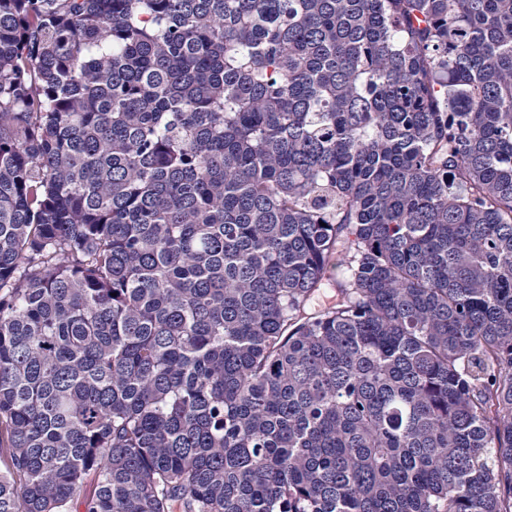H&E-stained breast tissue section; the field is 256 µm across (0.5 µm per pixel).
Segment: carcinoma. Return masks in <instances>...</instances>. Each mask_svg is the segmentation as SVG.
I'll list each match as a JSON object with an SVG mask.
<instances>
[{"instance_id": "1", "label": "carcinoma", "mask_w": 512, "mask_h": 512, "mask_svg": "<svg viewBox=\"0 0 512 512\" xmlns=\"http://www.w3.org/2000/svg\"><path fill=\"white\" fill-rule=\"evenodd\" d=\"M0 512H512V0H0Z\"/></svg>"}]
</instances>
